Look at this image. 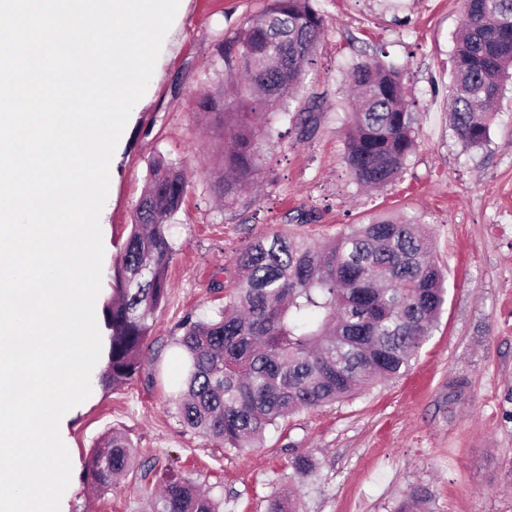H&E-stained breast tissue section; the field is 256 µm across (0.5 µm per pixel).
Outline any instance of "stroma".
Returning a JSON list of instances; mask_svg holds the SVG:
<instances>
[{"label": "stroma", "mask_w": 512, "mask_h": 512, "mask_svg": "<svg viewBox=\"0 0 512 512\" xmlns=\"http://www.w3.org/2000/svg\"><path fill=\"white\" fill-rule=\"evenodd\" d=\"M324 20L315 64L299 93L317 105V127L274 117L259 185L232 205L218 202L224 118L199 101L224 86L225 38L264 9V0H179L143 97L113 153L100 213L104 245L96 305L112 292V267L158 156L183 162L188 187L171 226L170 287L134 379L91 394L64 416L60 436L72 471L61 512H149L140 467L174 466L224 501V512H268L287 488L291 460L309 454L312 476L297 512H396L412 491L420 512H512V82L489 142L464 148L449 122L448 57L460 0H315ZM376 56L402 69L415 112L416 147L398 180L357 186L344 157L353 63ZM313 213L299 222L298 212ZM421 217L448 295L437 327L409 370L345 401L296 413L257 447L227 451L187 429L172 403L180 371L173 345L185 317L204 319L223 299L239 253L282 235L321 246L379 216ZM134 444L136 468L99 491L87 478L107 432Z\"/></svg>", "instance_id": "35a3bbf8"}]
</instances>
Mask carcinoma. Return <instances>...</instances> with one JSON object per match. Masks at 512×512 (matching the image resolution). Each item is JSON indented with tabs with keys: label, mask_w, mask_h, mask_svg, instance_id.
<instances>
[{
	"label": "carcinoma",
	"mask_w": 512,
	"mask_h": 512,
	"mask_svg": "<svg viewBox=\"0 0 512 512\" xmlns=\"http://www.w3.org/2000/svg\"><path fill=\"white\" fill-rule=\"evenodd\" d=\"M313 0H267V6L224 40L225 79L232 99L203 97L206 112L224 109V180L232 202L261 171L267 125L286 114L314 64L323 20ZM450 126L466 148L484 146L493 108L512 78V0H461L454 35ZM348 83L357 104L347 118L345 164L353 181L383 188L405 169L418 115L402 71L373 57L354 64ZM188 181L182 163H150L147 190L119 263L112 296L102 307L108 336L104 387L132 380L169 287L174 247L167 221L180 209ZM416 217H380L315 247L273 235L250 244L237 260L233 291L215 316L187 317L174 345L184 371L173 404L182 424L228 451L250 448L265 431L300 411L352 396L407 371L432 335L445 303L441 269ZM130 439L112 431L88 461L100 490L133 470ZM293 477L315 471L313 459L292 462ZM152 512H223V501L195 488L172 468L162 471ZM285 489L268 512H296Z\"/></svg>",
	"instance_id": "1"
}]
</instances>
